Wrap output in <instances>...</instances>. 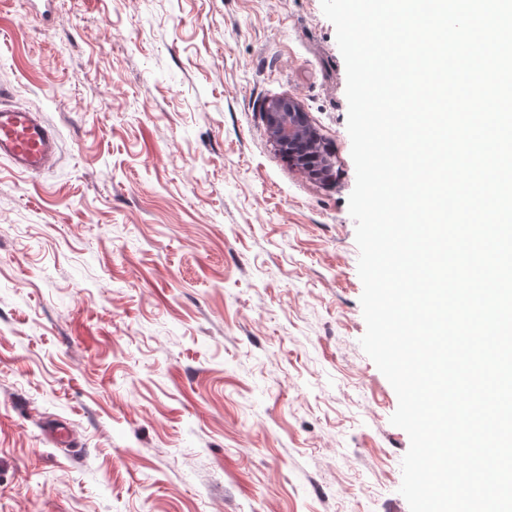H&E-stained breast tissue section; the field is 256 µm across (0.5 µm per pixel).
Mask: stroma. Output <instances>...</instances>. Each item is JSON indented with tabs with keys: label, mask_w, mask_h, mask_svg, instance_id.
Segmentation results:
<instances>
[{
	"label": "stroma",
	"mask_w": 512,
	"mask_h": 512,
	"mask_svg": "<svg viewBox=\"0 0 512 512\" xmlns=\"http://www.w3.org/2000/svg\"><path fill=\"white\" fill-rule=\"evenodd\" d=\"M39 11L0 0V86L62 145L0 161V512H410L321 0ZM288 97L330 179L270 142Z\"/></svg>",
	"instance_id": "35a3bbf8"
}]
</instances>
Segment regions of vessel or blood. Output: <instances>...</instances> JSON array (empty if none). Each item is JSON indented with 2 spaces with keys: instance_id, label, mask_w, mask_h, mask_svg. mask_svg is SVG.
<instances>
[{
  "instance_id": "vessel-or-blood-1",
  "label": "vessel or blood",
  "mask_w": 512,
  "mask_h": 512,
  "mask_svg": "<svg viewBox=\"0 0 512 512\" xmlns=\"http://www.w3.org/2000/svg\"><path fill=\"white\" fill-rule=\"evenodd\" d=\"M0 88V160L22 173L52 167L60 149V136L40 114L4 104Z\"/></svg>"
}]
</instances>
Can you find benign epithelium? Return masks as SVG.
Wrapping results in <instances>:
<instances>
[{
    "mask_svg": "<svg viewBox=\"0 0 512 512\" xmlns=\"http://www.w3.org/2000/svg\"><path fill=\"white\" fill-rule=\"evenodd\" d=\"M263 120L271 141L289 163L309 170L316 177L327 174L328 154L297 101L291 98L274 101L263 113Z\"/></svg>",
    "mask_w": 512,
    "mask_h": 512,
    "instance_id": "7a95c632",
    "label": "benign epithelium"
}]
</instances>
